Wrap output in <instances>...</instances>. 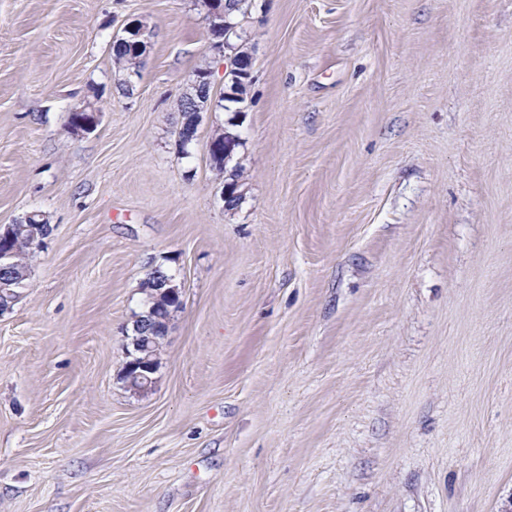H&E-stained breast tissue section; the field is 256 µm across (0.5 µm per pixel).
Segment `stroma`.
Masks as SVG:
<instances>
[{"label": "stroma", "instance_id": "35a3bbf8", "mask_svg": "<svg viewBox=\"0 0 512 512\" xmlns=\"http://www.w3.org/2000/svg\"><path fill=\"white\" fill-rule=\"evenodd\" d=\"M206 15L0 0V225L51 228L0 314V512H512V0H251L232 211ZM156 263L183 306L134 394ZM123 32L125 35L116 37V40L121 42L126 41L132 53L140 55L139 59L142 61L146 55L148 47V41L144 37V31L142 27L138 24L132 23L127 25ZM121 42L116 41L113 43V57L115 59V63L118 66L121 65L119 68H122L123 70H126L127 73H129L127 81L133 85L139 80V76L136 71L132 70H139L140 61L135 60L134 57L131 56L128 49H126Z\"/></svg>", "mask_w": 512, "mask_h": 512}]
</instances>
